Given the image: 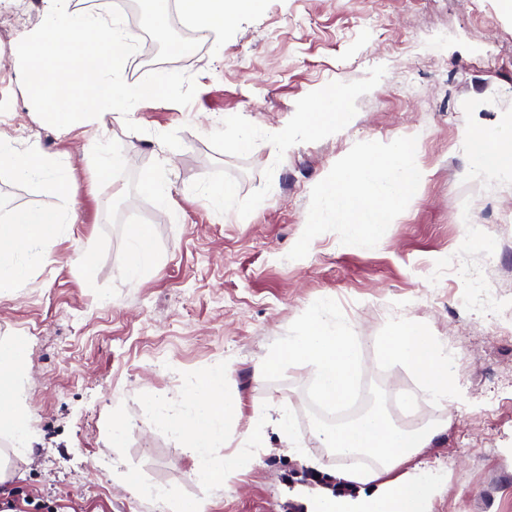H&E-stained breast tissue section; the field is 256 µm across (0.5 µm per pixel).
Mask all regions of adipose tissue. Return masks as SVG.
I'll return each instance as SVG.
<instances>
[{"label": "adipose tissue", "mask_w": 512, "mask_h": 512, "mask_svg": "<svg viewBox=\"0 0 512 512\" xmlns=\"http://www.w3.org/2000/svg\"><path fill=\"white\" fill-rule=\"evenodd\" d=\"M262 2L180 0L183 16L201 31L223 29L237 15L259 10ZM416 148V143L411 141H398L384 150L374 147L358 163L337 173L322 192L332 218L373 230L390 223L393 201L412 196L423 179L421 169L412 161ZM466 149L475 160L474 173L488 177L512 173L511 134L476 137L467 142ZM0 163L11 164L17 174L56 189L66 186L65 176L54 172L38 154H30L25 160L15 159L11 143L2 138ZM373 176L392 184V200L369 197L367 185ZM63 222V215L55 210L19 209L0 224L1 292L14 288L27 275V263L15 261V254L38 259L40 247L59 234ZM383 346L390 358L404 362L415 372L435 402L447 400L453 377L448 354L419 325H403L394 335L385 337ZM289 352L294 358L317 367L316 389L324 401L338 403L349 397L354 383L356 350L353 338L345 330L323 322L314 323L294 338ZM25 362L26 346L22 341L0 343V429L12 434L13 453L18 457L31 451L28 415L18 400V376ZM232 371V366L227 365L197 379L187 395L188 414H172L161 407L156 410L159 423L183 437L197 471L214 481L228 472L251 469L256 463L255 457L245 451L221 458L215 455L222 438L221 425L239 415L237 403L224 396ZM444 427V422L438 421L407 430L394 424L384 413L369 412L342 428L318 433L321 446L332 449L336 455L351 458L368 454L380 466L368 473L337 471L336 478L344 486L374 483L378 486L377 493L354 500L345 493L323 488L316 494L315 512H429V480L410 476L405 468Z\"/></svg>", "instance_id": "ef3b65f1"}]
</instances>
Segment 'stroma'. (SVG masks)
Returning a JSON list of instances; mask_svg holds the SVG:
<instances>
[{
    "label": "stroma",
    "mask_w": 512,
    "mask_h": 512,
    "mask_svg": "<svg viewBox=\"0 0 512 512\" xmlns=\"http://www.w3.org/2000/svg\"><path fill=\"white\" fill-rule=\"evenodd\" d=\"M190 105L147 100L106 124L44 122L20 90L16 50L0 52V137L64 173L66 192L0 166V222L20 208L71 217L17 288L0 294V341L24 340L19 379L33 452L0 485V512H306L333 469L315 438L314 367L288 353L314 320L355 337L366 410L424 403L448 426L412 460L435 478L431 512H512V178L475 180L468 139L512 128V9L503 0H263L192 51ZM334 89L344 122L307 129ZM133 121L139 132L126 130ZM287 138L275 151L272 137ZM251 147L241 148L242 139ZM417 141L418 194L373 234L321 223L319 192L374 144ZM118 166L103 168L102 155ZM162 172L168 208L147 180ZM235 193L223 211L209 195ZM147 227L151 263L125 274ZM418 322L448 352L447 402H430L383 339ZM275 369L257 373L269 351ZM231 364L240 413L227 452L259 432L258 461L223 483L197 473L183 439L156 421L186 413L202 374ZM284 409L319 473L261 415ZM130 426L112 441L113 421ZM134 474L136 492L124 480Z\"/></svg>",
    "instance_id": "35a3bbf8"
}]
</instances>
